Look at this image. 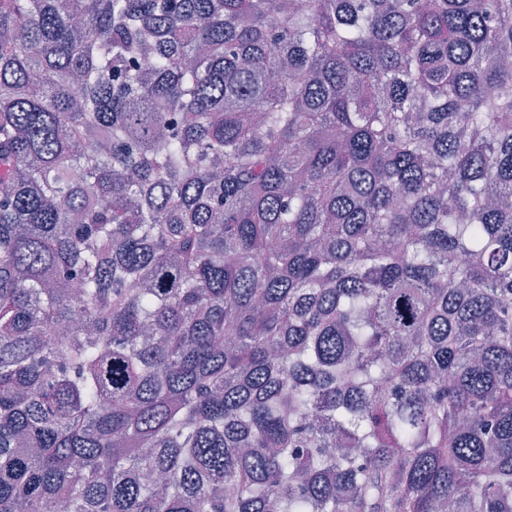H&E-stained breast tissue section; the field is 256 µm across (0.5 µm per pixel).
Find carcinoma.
Returning <instances> with one entry per match:
<instances>
[{
    "label": "carcinoma",
    "mask_w": 512,
    "mask_h": 512,
    "mask_svg": "<svg viewBox=\"0 0 512 512\" xmlns=\"http://www.w3.org/2000/svg\"><path fill=\"white\" fill-rule=\"evenodd\" d=\"M512 512V0H0V512Z\"/></svg>",
    "instance_id": "cac0c4a2"
}]
</instances>
